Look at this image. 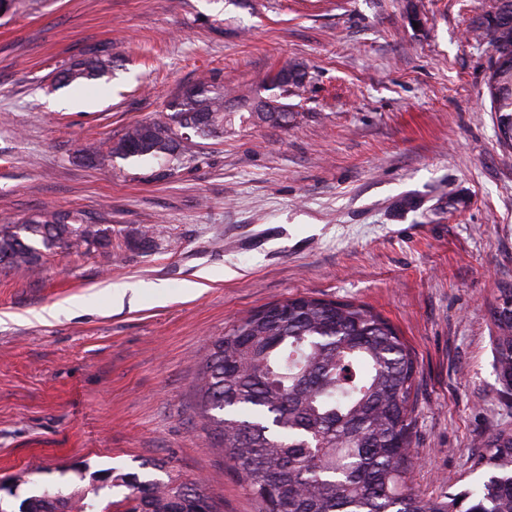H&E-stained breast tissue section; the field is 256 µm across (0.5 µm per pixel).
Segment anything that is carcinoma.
I'll return each mask as SVG.
<instances>
[{
  "label": "carcinoma",
  "mask_w": 512,
  "mask_h": 512,
  "mask_svg": "<svg viewBox=\"0 0 512 512\" xmlns=\"http://www.w3.org/2000/svg\"><path fill=\"white\" fill-rule=\"evenodd\" d=\"M479 26L495 53L512 56V0H496ZM99 60L63 72L64 81L96 76ZM304 67L289 62L268 89L278 96L303 85ZM498 113L499 142L512 147V90L487 84ZM166 122H136L107 143V156L155 159L173 170L187 160L182 131L224 134L232 112L224 87L203 78L168 103ZM294 112L248 119L286 126ZM104 238L76 214L43 210L0 224V267L38 269L40 248L96 246ZM488 312L499 376L512 377V288L499 289ZM417 359L396 328L364 304L299 295L242 317L212 341L201 360L198 398L205 426L220 439L259 512H512V429L491 433L474 469L477 486L424 499L412 487L411 425ZM127 512H213L195 488L127 482ZM87 494L43 489L19 512H89Z\"/></svg>",
  "instance_id": "cac0c4a2"
}]
</instances>
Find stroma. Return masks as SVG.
Wrapping results in <instances>:
<instances>
[{"instance_id": "35a3bbf8", "label": "stroma", "mask_w": 512, "mask_h": 512, "mask_svg": "<svg viewBox=\"0 0 512 512\" xmlns=\"http://www.w3.org/2000/svg\"><path fill=\"white\" fill-rule=\"evenodd\" d=\"M494 0H12L0 16V224L47 207L103 229L101 246L0 268V507L46 486L127 480L258 512L195 399L208 343L296 295L365 304L418 361L412 484H476L512 428L488 307L512 287V149L475 27ZM98 78L61 71L89 56ZM303 63L294 122L235 118L190 136L188 163L105 158L107 141L200 78L227 106ZM153 227L150 240L139 232ZM193 282L199 295L187 296ZM123 288L114 301L107 285ZM55 309L37 321L36 313Z\"/></svg>"}]
</instances>
